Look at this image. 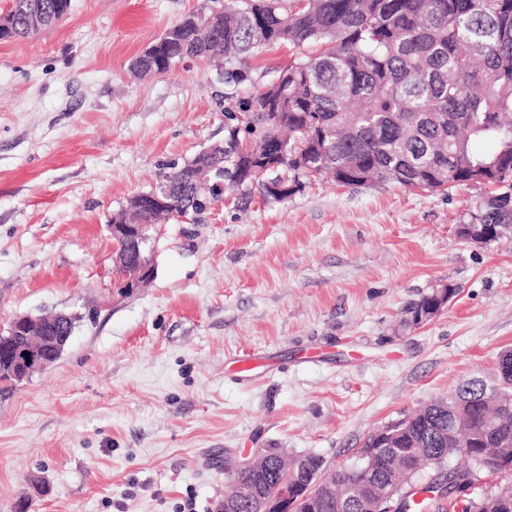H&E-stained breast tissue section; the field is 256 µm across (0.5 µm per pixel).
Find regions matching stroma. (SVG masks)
Segmentation results:
<instances>
[{
  "label": "stroma",
  "mask_w": 512,
  "mask_h": 512,
  "mask_svg": "<svg viewBox=\"0 0 512 512\" xmlns=\"http://www.w3.org/2000/svg\"><path fill=\"white\" fill-rule=\"evenodd\" d=\"M210 4L72 0L57 25L0 42V327L78 317L61 357L0 396V512L26 495L30 512H213L226 451L350 466L371 433L492 379L512 350V231L459 234L474 186L228 190L152 228L155 277L119 295L113 212L223 141L245 95L207 64L131 70ZM252 354L265 363L246 377Z\"/></svg>",
  "instance_id": "stroma-1"
}]
</instances>
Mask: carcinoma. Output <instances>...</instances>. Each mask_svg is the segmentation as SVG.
I'll use <instances>...</instances> for the list:
<instances>
[{
    "instance_id": "1",
    "label": "carcinoma",
    "mask_w": 512,
    "mask_h": 512,
    "mask_svg": "<svg viewBox=\"0 0 512 512\" xmlns=\"http://www.w3.org/2000/svg\"><path fill=\"white\" fill-rule=\"evenodd\" d=\"M71 0H12L8 14L15 39L62 21ZM196 11L195 26H173L133 61L142 77L160 75L197 54L235 83L251 80L248 60L287 44L300 56L278 71L280 111L268 107L263 88L228 112L236 125L224 141L181 166L159 174L164 203L138 211L129 204L114 224H154L163 216L205 210L206 189L220 183L249 195L258 184L268 200L277 193L255 168L280 162L287 196L304 180L332 173L342 185L398 184L447 193L459 185L483 189L468 224L512 226V0H238L215 21ZM489 143L483 151L479 145ZM300 152L303 163L279 159ZM500 399H485L486 386L467 383L403 423L398 441L375 455L371 468L323 475V461L308 455L283 472L237 469L233 482L252 483L257 496L237 512H264L277 485L301 487L296 512H365L362 501L385 492L403 512H420V493L442 492L425 469L450 472L448 489L475 490L476 456L489 449L497 461L489 474L502 479L462 512H512V374L497 382ZM466 459L448 468V458Z\"/></svg>"
}]
</instances>
